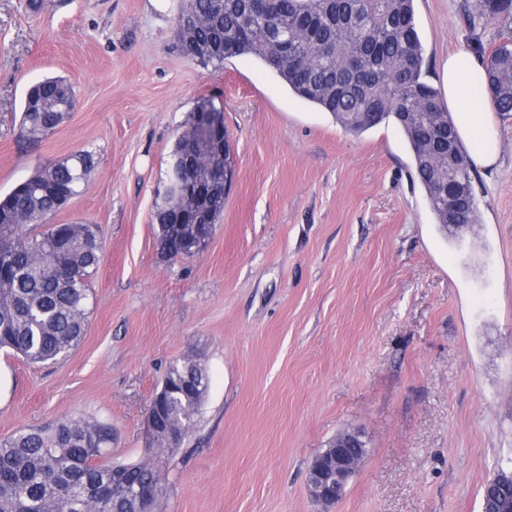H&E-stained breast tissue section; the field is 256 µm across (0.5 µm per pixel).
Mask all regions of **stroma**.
Wrapping results in <instances>:
<instances>
[{"label":"stroma","mask_w":512,"mask_h":512,"mask_svg":"<svg viewBox=\"0 0 512 512\" xmlns=\"http://www.w3.org/2000/svg\"><path fill=\"white\" fill-rule=\"evenodd\" d=\"M182 0H0V195L80 150L96 167L54 224H93L86 333L53 363L0 351V439L66 417L111 421L114 460L147 455L146 411L170 363L200 357L195 431L159 468L162 512H480L512 467V114L474 167L479 224L447 236L411 179L402 131L356 135L249 55L204 65L176 36ZM465 0H414L427 80L496 30ZM67 77L77 101L35 145L27 89ZM224 114L234 171L207 246L162 254L154 213L191 112ZM368 454L341 499L311 498L336 433Z\"/></svg>","instance_id":"obj_1"}]
</instances>
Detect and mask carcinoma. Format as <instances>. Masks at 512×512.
Returning <instances> with one entry per match:
<instances>
[{
    "label": "carcinoma",
    "instance_id": "obj_1",
    "mask_svg": "<svg viewBox=\"0 0 512 512\" xmlns=\"http://www.w3.org/2000/svg\"><path fill=\"white\" fill-rule=\"evenodd\" d=\"M414 0H188L176 17L182 51L203 64L252 55L275 71L299 97L330 113L346 130L364 133L393 122L402 131L417 179L436 224L448 230V195L457 186L468 199L455 224L478 223L467 152L459 137L455 168L445 166L453 119L440 93L427 81L416 29ZM471 30L497 29L500 42L483 60L495 111L512 112V0H471L464 8ZM76 102L71 82L46 77L24 100L19 135L36 143L52 133ZM195 119L170 152L163 204L155 212L157 239L169 257H190L172 187L188 178L206 186L203 207L211 213L202 234L213 232L224 210V157L209 156L192 170L175 166L189 155ZM93 154L79 151L39 168L0 197V349L32 364L65 356L85 336L90 288L102 252L90 224L46 225L88 183ZM206 368L188 357L170 366L161 410L148 442V457L134 463L99 462L112 447V424L65 417L0 439V512H158L165 488L158 464L181 445L170 439L195 427L208 390ZM482 499L512 505V484L489 479Z\"/></svg>",
    "mask_w": 512,
    "mask_h": 512
}]
</instances>
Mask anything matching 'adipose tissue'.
<instances>
[{
  "instance_id": "adipose-tissue-1",
  "label": "adipose tissue",
  "mask_w": 512,
  "mask_h": 512,
  "mask_svg": "<svg viewBox=\"0 0 512 512\" xmlns=\"http://www.w3.org/2000/svg\"><path fill=\"white\" fill-rule=\"evenodd\" d=\"M443 87L459 137L471 146V159L484 168L496 166L499 138L483 65L458 53L449 55Z\"/></svg>"
}]
</instances>
